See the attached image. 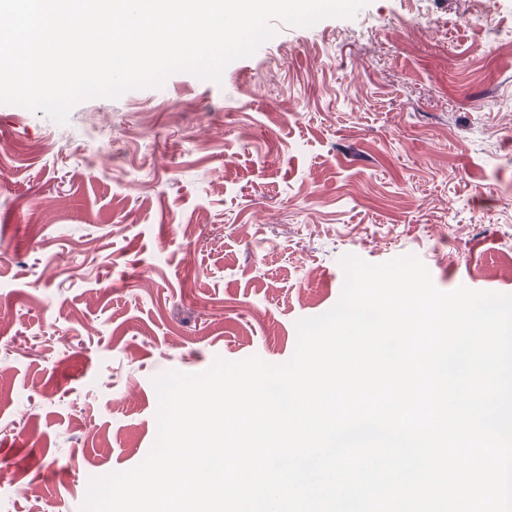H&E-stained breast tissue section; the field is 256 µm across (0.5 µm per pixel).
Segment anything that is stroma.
I'll return each instance as SVG.
<instances>
[{
  "mask_svg": "<svg viewBox=\"0 0 512 512\" xmlns=\"http://www.w3.org/2000/svg\"><path fill=\"white\" fill-rule=\"evenodd\" d=\"M273 27L217 83L0 104V512L138 466L160 374L290 360L344 255L512 294V0Z\"/></svg>",
  "mask_w": 512,
  "mask_h": 512,
  "instance_id": "1",
  "label": "stroma"
}]
</instances>
